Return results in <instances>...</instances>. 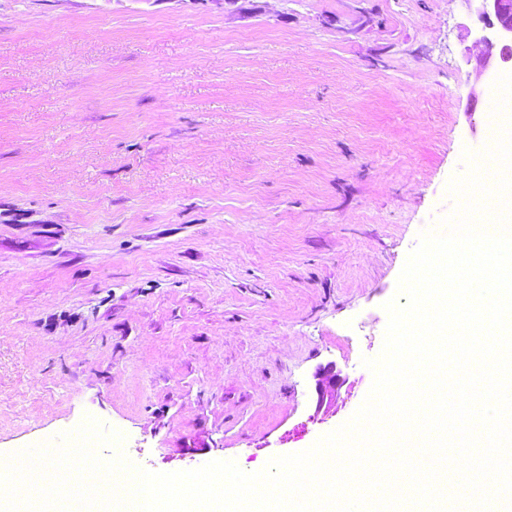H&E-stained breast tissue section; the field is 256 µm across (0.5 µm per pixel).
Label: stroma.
<instances>
[{
	"label": "stroma",
	"mask_w": 512,
	"mask_h": 512,
	"mask_svg": "<svg viewBox=\"0 0 512 512\" xmlns=\"http://www.w3.org/2000/svg\"><path fill=\"white\" fill-rule=\"evenodd\" d=\"M484 27L473 0H0V454L91 417L136 468L251 473L348 422L497 132ZM314 378L316 380L317 406L321 408L327 403L330 404L336 396V391L341 384V378L333 364L319 367L315 372Z\"/></svg>",
	"instance_id": "stroma-1"
}]
</instances>
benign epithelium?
<instances>
[{
	"instance_id": "7a95c632",
	"label": "benign epithelium",
	"mask_w": 512,
	"mask_h": 512,
	"mask_svg": "<svg viewBox=\"0 0 512 512\" xmlns=\"http://www.w3.org/2000/svg\"><path fill=\"white\" fill-rule=\"evenodd\" d=\"M478 13L487 20L491 29L476 43L482 46L479 59V75L486 84L495 83L501 74L512 73V0H475ZM317 406L331 403L341 384L339 373L333 364L319 367L314 375Z\"/></svg>"
}]
</instances>
